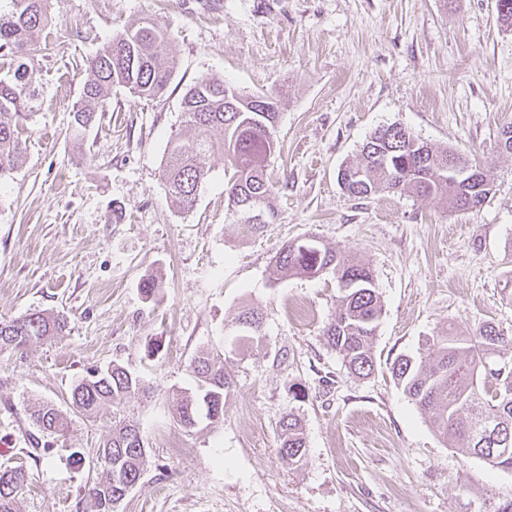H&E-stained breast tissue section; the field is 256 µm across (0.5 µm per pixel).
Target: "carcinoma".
Instances as JSON below:
<instances>
[{"mask_svg": "<svg viewBox=\"0 0 512 512\" xmlns=\"http://www.w3.org/2000/svg\"><path fill=\"white\" fill-rule=\"evenodd\" d=\"M11 10L0 13V50L17 61L9 79L0 78V183L11 178L23 163L26 121L38 97L37 77L28 61L40 50L50 22L48 0H10ZM175 69L171 35L147 19L104 42L86 59L88 74L79 105L73 108L72 131L92 126L112 92L123 86L140 98L163 94ZM183 132L190 135L196 153L185 150L181 136L168 142L162 172L168 193L182 211L193 210L206 171L197 156L221 150L230 169L225 184L227 208L237 223L257 232L244 215L254 208L265 214V224L277 218L273 205L277 183L267 176L268 158L277 149L278 99L270 94L262 104L244 95L220 76L189 86L181 102ZM476 167V160L454 148L438 150L399 123L375 129L363 142L358 159L340 167L337 182L347 195L370 199L378 194H413L458 210H477L492 190L488 171L476 185L448 178V165ZM306 240H294L275 255L272 278L295 275L316 277L332 273L341 295L336 312L324 331L327 344L357 377L374 371L373 342L382 315V302L372 270L357 256L322 244L306 249ZM237 336L262 339L261 313L242 310L235 318ZM68 328L63 315L32 312L0 321V351L25 347L32 340L61 336ZM196 386L177 392L179 422L188 428L200 417L224 420V402L233 380L224 364L207 352L191 362ZM394 382L410 401L428 415L443 441L475 455L493 469L512 471V336L485 322L467 336L439 330L424 337L414 354L395 359ZM143 391L138 376L120 365L96 371L71 390L73 409L84 415L120 408ZM32 418L44 432H60L66 417L52 404L34 410ZM281 458L290 465L306 453V438L297 416L289 411L278 422ZM102 464L100 479L84 496L83 512H115L139 482L148 463L140 431L118 422L96 450ZM27 482L23 470H0V512H18V500Z\"/></svg>", "mask_w": 512, "mask_h": 512, "instance_id": "1", "label": "carcinoma"}]
</instances>
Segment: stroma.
<instances>
[{"label":"stroma","instance_id":"obj_1","mask_svg":"<svg viewBox=\"0 0 512 512\" xmlns=\"http://www.w3.org/2000/svg\"><path fill=\"white\" fill-rule=\"evenodd\" d=\"M50 14L31 59L39 95L25 162L0 185V321L62 312L70 326L0 352V468L28 474L19 512H83L112 417L73 412L69 395L111 364L147 389L122 415L148 465L117 512H496L512 499V473L444 443L390 370L444 325L468 334L491 322L512 336V154L497 146L512 125V28L494 0H52ZM145 18L173 37L171 84L149 100L113 87L74 134L86 58ZM212 75L279 99L268 160L278 216L260 234L227 212L222 152L201 157L208 179L191 212L162 178L184 91ZM391 123L483 162L493 189L481 208L344 193L339 168ZM308 236L356 252L374 274L383 312L369 377L323 336L333 275L270 279L282 245ZM149 274L162 279L150 300ZM246 305L263 316V340L243 347L233 322ZM203 351L233 387L223 421L188 429L174 392L193 387ZM42 403L67 416L66 432L33 423ZM288 411L307 445L294 466L278 454Z\"/></svg>","mask_w":512,"mask_h":512}]
</instances>
